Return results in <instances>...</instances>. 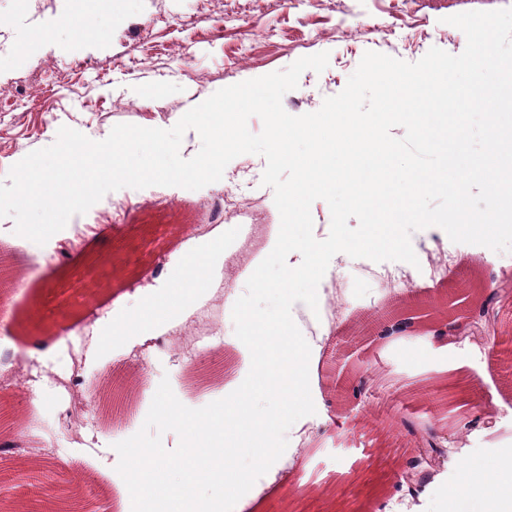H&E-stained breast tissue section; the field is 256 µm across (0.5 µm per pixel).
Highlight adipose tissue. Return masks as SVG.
I'll return each instance as SVG.
<instances>
[{
    "label": "adipose tissue",
    "instance_id": "adipose-tissue-1",
    "mask_svg": "<svg viewBox=\"0 0 512 512\" xmlns=\"http://www.w3.org/2000/svg\"><path fill=\"white\" fill-rule=\"evenodd\" d=\"M223 248L224 237L218 234L206 249L180 259L164 290L131 310L117 336L100 337L98 350L111 352L116 341L124 345L145 343L173 317L187 314L191 302L208 287L213 257ZM447 512H512V466L465 464L457 488L447 496Z\"/></svg>",
    "mask_w": 512,
    "mask_h": 512
}]
</instances>
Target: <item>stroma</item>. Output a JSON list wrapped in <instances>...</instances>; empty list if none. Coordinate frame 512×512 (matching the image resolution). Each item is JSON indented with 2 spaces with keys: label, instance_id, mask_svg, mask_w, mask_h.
<instances>
[{
  "label": "stroma",
  "instance_id": "obj_1",
  "mask_svg": "<svg viewBox=\"0 0 512 512\" xmlns=\"http://www.w3.org/2000/svg\"><path fill=\"white\" fill-rule=\"evenodd\" d=\"M512 8V0H141L104 35L76 45L57 24L62 0H0V181L32 151L53 144L60 127L91 139L118 124L172 128L217 90L328 53L323 72L304 71L282 105L292 115L318 110L339 94L365 52L407 61L437 47L457 55L466 37L446 17ZM52 39L27 56L18 46L39 27ZM264 157L244 154L220 181L198 190L125 187L107 193L69 228L31 254L0 218V414L22 418L9 455H0V498L46 512L45 475L85 477L76 512H116L124 482L118 456L86 454L98 438L113 447L142 427L161 382L194 404L220 399L245 377L246 353L233 343L228 298L240 297L246 260L263 256L280 227L273 191L261 183ZM241 223L256 227L246 259L224 247L213 276L186 321L160 329L162 349L96 350L108 324H120L146 296L161 292L174 262L204 248L226 224L225 198ZM418 260L444 247L450 261L436 277L413 269L404 287L377 278L380 263L333 256L318 287V307L298 304L302 335L316 333L310 392L316 412L304 434L288 429L284 454L237 502L238 512H442L464 462H497L512 443V374L495 344L512 336V252L456 243L419 230ZM467 278L475 287L459 293ZM496 294L494 313L477 331L468 314ZM413 298L434 317L460 316L458 341L430 334L434 317L384 334L391 308ZM55 345L44 362L25 358L27 337ZM137 375L134 403L112 392L102 418L90 390L104 369ZM434 440L441 462L419 497L403 498L397 477L418 442ZM36 460L38 471L24 468Z\"/></svg>",
  "mask_w": 512,
  "mask_h": 512
}]
</instances>
